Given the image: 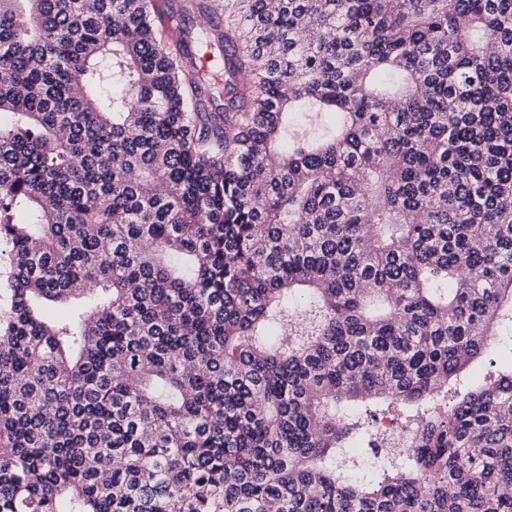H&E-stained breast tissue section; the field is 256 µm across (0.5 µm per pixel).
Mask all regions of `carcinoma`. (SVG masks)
I'll return each mask as SVG.
<instances>
[{
	"instance_id": "cac0c4a2",
	"label": "carcinoma",
	"mask_w": 512,
	"mask_h": 512,
	"mask_svg": "<svg viewBox=\"0 0 512 512\" xmlns=\"http://www.w3.org/2000/svg\"><path fill=\"white\" fill-rule=\"evenodd\" d=\"M2 115L0 512H512V0H0ZM374 434L383 448L393 450L400 449L405 440L403 428L391 416L379 417L374 422Z\"/></svg>"
}]
</instances>
